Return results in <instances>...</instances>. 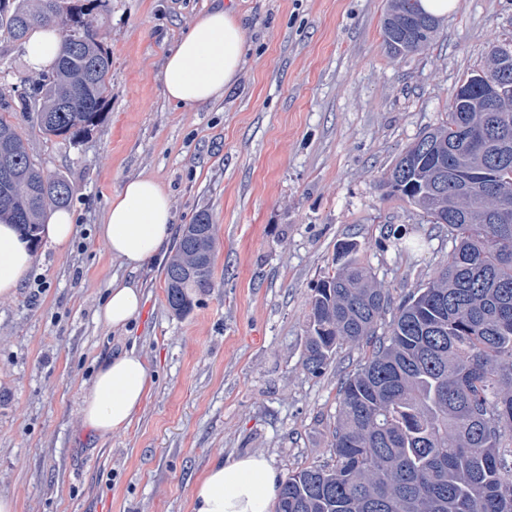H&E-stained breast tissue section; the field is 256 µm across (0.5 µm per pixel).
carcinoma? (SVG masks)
I'll return each instance as SVG.
<instances>
[{
	"instance_id": "1",
	"label": "carcinoma",
	"mask_w": 512,
	"mask_h": 512,
	"mask_svg": "<svg viewBox=\"0 0 512 512\" xmlns=\"http://www.w3.org/2000/svg\"><path fill=\"white\" fill-rule=\"evenodd\" d=\"M105 0H0V31L24 44L36 27L54 28L62 43L56 63L24 91L0 98V159L11 175L0 180V218L37 246L48 204L64 208L73 188L31 158L10 117L36 115L47 137L76 141L102 119L112 57L90 16ZM434 27L418 0H394L383 20L387 51L405 57L425 46ZM482 113L448 106L445 124L425 131L386 174L392 195L448 225L453 240L446 263L418 294L398 308L386 330L377 323L389 304L357 256V244L339 243L336 269L311 296L305 369L321 375L338 347H369L342 383L332 428V465L296 470L277 489L275 512H512V224H450L447 213L498 203L486 188L493 159L463 149L454 167L472 178L474 199L441 184L436 156L448 141L475 138ZM215 246L197 252L181 232L164 267L166 300L188 313L203 287L213 286ZM201 263V277L180 275L182 262Z\"/></svg>"
}]
</instances>
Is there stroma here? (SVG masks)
I'll list each match as a JSON object with an SVG mask.
<instances>
[{
    "label": "stroma",
    "mask_w": 512,
    "mask_h": 512,
    "mask_svg": "<svg viewBox=\"0 0 512 512\" xmlns=\"http://www.w3.org/2000/svg\"><path fill=\"white\" fill-rule=\"evenodd\" d=\"M233 9L243 68L214 103L181 106L161 81L167 53L203 13ZM391 0H109L93 20L112 57L99 124L79 142L42 135L14 113L29 152L74 189L71 248L42 240L22 288L0 300V495L16 512H190L215 458L260 453L278 479L331 461L338 392L365 347L305 370L309 301L357 243L392 305L427 287L452 246L389 195L385 173L446 120L461 78L512 46V0H457L431 43L390 58ZM24 50L0 35V95L27 74ZM168 192L175 228L209 213L214 288L189 314L166 302L168 256L132 272L97 234L131 176ZM144 291L138 319L112 330L96 312L112 280ZM136 349L152 389L127 430L102 437L81 407L99 363Z\"/></svg>",
    "instance_id": "1"
}]
</instances>
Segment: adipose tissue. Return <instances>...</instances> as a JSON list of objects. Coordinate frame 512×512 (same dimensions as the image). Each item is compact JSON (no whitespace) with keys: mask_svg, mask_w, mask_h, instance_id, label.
I'll use <instances>...</instances> for the list:
<instances>
[{"mask_svg":"<svg viewBox=\"0 0 512 512\" xmlns=\"http://www.w3.org/2000/svg\"><path fill=\"white\" fill-rule=\"evenodd\" d=\"M244 31L235 14L219 7L199 16L166 57L161 78L167 98L197 106L224 94L244 62ZM173 232L172 202L160 183L140 175L115 193L99 226L113 257L136 271L163 253ZM34 256L16 230L0 224V299L21 287ZM143 292L136 284L112 283L99 308L102 323L124 328L138 316ZM151 390L143 356L126 350L104 360L84 398L85 426L102 437L125 430ZM276 475L260 454L210 463L191 492V512H271Z\"/></svg>","mask_w":512,"mask_h":512,"instance_id":"obj_1","label":"adipose tissue"}]
</instances>
